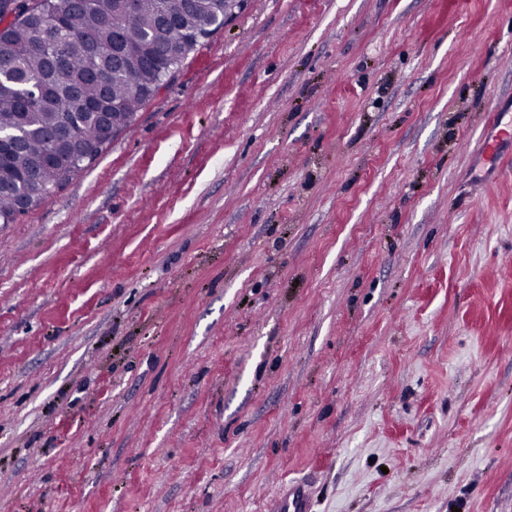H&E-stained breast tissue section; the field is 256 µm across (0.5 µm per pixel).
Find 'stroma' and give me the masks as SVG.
I'll return each instance as SVG.
<instances>
[{
    "label": "stroma",
    "instance_id": "stroma-1",
    "mask_svg": "<svg viewBox=\"0 0 512 512\" xmlns=\"http://www.w3.org/2000/svg\"><path fill=\"white\" fill-rule=\"evenodd\" d=\"M512 0H244L0 224V512H512ZM314 491L310 484L297 480L284 486L274 498L271 512H310Z\"/></svg>",
    "mask_w": 512,
    "mask_h": 512
}]
</instances>
